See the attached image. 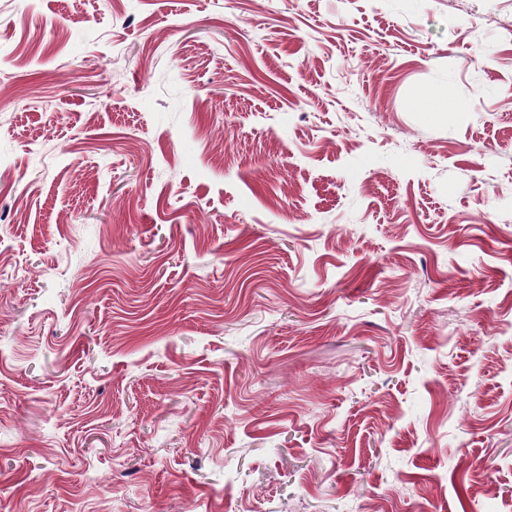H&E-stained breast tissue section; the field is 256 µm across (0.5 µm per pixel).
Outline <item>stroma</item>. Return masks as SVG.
Here are the masks:
<instances>
[{
	"label": "stroma",
	"instance_id": "obj_1",
	"mask_svg": "<svg viewBox=\"0 0 512 512\" xmlns=\"http://www.w3.org/2000/svg\"><path fill=\"white\" fill-rule=\"evenodd\" d=\"M0 512H512V0H0Z\"/></svg>",
	"mask_w": 512,
	"mask_h": 512
}]
</instances>
